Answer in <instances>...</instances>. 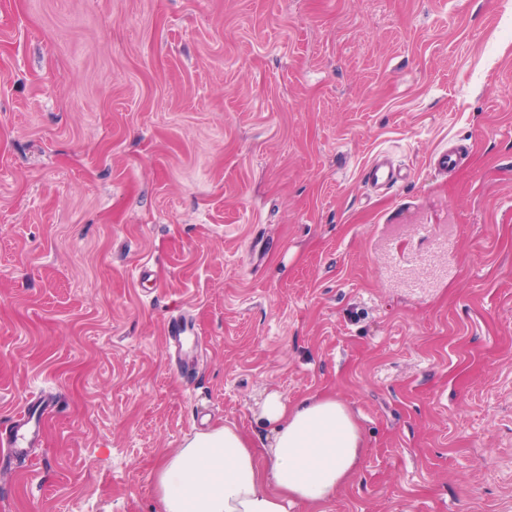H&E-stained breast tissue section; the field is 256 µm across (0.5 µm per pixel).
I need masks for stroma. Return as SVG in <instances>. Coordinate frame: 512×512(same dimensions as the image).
<instances>
[{"label":"stroma","mask_w":512,"mask_h":512,"mask_svg":"<svg viewBox=\"0 0 512 512\" xmlns=\"http://www.w3.org/2000/svg\"><path fill=\"white\" fill-rule=\"evenodd\" d=\"M318 392L324 512H512V0H0V512H161ZM368 184L374 186H389L397 180V175L387 162L380 160L376 156L366 173ZM31 403L24 406L20 412V421L6 444L2 441L3 448H10V454L14 456L24 455L27 448L39 435L40 426L34 420L30 413ZM32 428L28 430L27 425L32 423Z\"/></svg>","instance_id":"obj_1"}]
</instances>
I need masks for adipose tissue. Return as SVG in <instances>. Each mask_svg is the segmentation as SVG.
I'll return each mask as SVG.
<instances>
[{"label":"adipose tissue","mask_w":512,"mask_h":512,"mask_svg":"<svg viewBox=\"0 0 512 512\" xmlns=\"http://www.w3.org/2000/svg\"><path fill=\"white\" fill-rule=\"evenodd\" d=\"M264 445L236 426L196 434L152 471L162 512H292L321 507L347 485L364 440L348 408L328 393L300 402L268 396Z\"/></svg>","instance_id":"adipose-tissue-1"}]
</instances>
